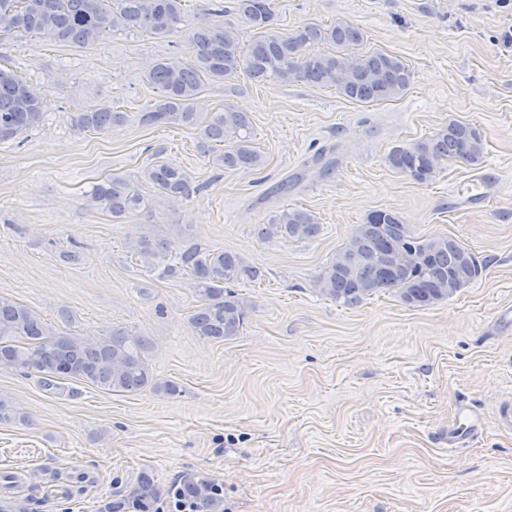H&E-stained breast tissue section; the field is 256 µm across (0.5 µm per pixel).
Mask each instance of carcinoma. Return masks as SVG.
I'll list each match as a JSON object with an SVG mask.
<instances>
[{"mask_svg":"<svg viewBox=\"0 0 512 512\" xmlns=\"http://www.w3.org/2000/svg\"><path fill=\"white\" fill-rule=\"evenodd\" d=\"M234 8L258 36L243 51L233 29L199 21L187 28L188 57L159 60L147 80L158 90L157 102L140 114L145 126L179 122L200 129L203 152L213 154L224 168L255 169L261 155L249 146L250 118L230 104L216 112H201L197 103L204 81H220L244 72L256 82L305 81L333 87L360 103L388 101L410 86L413 72L400 58L373 52L350 51L359 45V27L338 21L328 27L305 24L291 34L272 29V0H234ZM185 23L182 0H0V34H37L52 42L85 47L120 29L141 30L165 37ZM329 43L341 48L330 54L310 55L309 44ZM46 101L12 70L0 68V142L13 140L43 119ZM126 114L109 105L84 109L74 116L83 130L103 132L125 122ZM484 143L469 123L450 122L433 137L406 147H395L388 164L425 183L433 180L443 161L479 164ZM141 180L151 183L163 200L188 198L200 190L190 173L174 163L157 160L140 175H114L93 186L91 197L119 220L144 203L137 190ZM321 225L299 208L284 209L265 225L267 237L288 241L312 240ZM172 243L160 233L129 237L135 260L155 269ZM482 265L469 249L448 236L422 239L401 217L388 210L369 213L349 241L321 269L319 292L344 305H354L379 293L391 292L412 307H427L454 296L477 280ZM164 277L189 276L199 306L189 316L192 332L210 340L238 335L251 307L232 286L261 279V271L230 251H204L191 245L179 262L167 265ZM151 341L122 327L109 336L91 339L54 328L32 309L0 296V367L25 375L37 373L47 386L81 381L102 390L138 393L148 388L168 394L178 391L171 380L160 381L150 370ZM187 495L219 506L209 484L189 480Z\"/></svg>","mask_w":512,"mask_h":512,"instance_id":"carcinoma-1","label":"carcinoma"}]
</instances>
